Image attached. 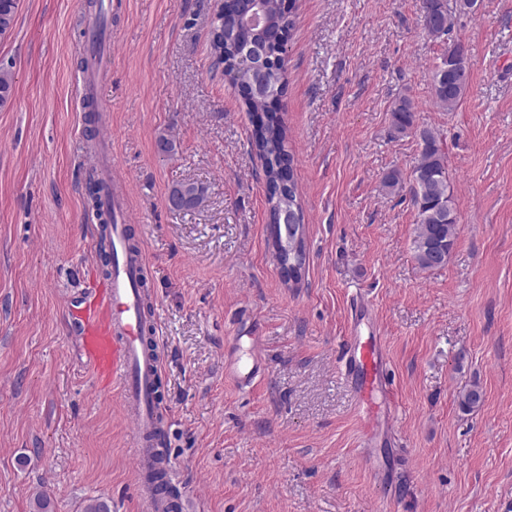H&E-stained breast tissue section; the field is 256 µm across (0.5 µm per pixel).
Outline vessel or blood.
I'll list each match as a JSON object with an SVG mask.
<instances>
[{
    "instance_id": "vessel-or-blood-1",
    "label": "vessel or blood",
    "mask_w": 512,
    "mask_h": 512,
    "mask_svg": "<svg viewBox=\"0 0 512 512\" xmlns=\"http://www.w3.org/2000/svg\"><path fill=\"white\" fill-rule=\"evenodd\" d=\"M98 143L100 148L91 155L90 170L110 221L98 225L97 230L106 236L112 258L97 288L73 304L71 313L90 374L100 384L117 391L122 413L131 423L135 481L144 512H168L169 500L157 489L159 481H171L172 471L169 465L158 461L164 434L157 421L153 387L162 359L153 353L160 338L155 309L143 285L147 258L143 247L131 246L128 240L130 202L112 164V140L107 130H100ZM363 310L360 302L351 308L343 338V372L355 390L362 418L368 423L381 407L393 406L394 392L384 380L386 361L381 338L362 331ZM256 346L257 340L252 336H239L233 341V355L224 374L239 386H252L262 376Z\"/></svg>"
}]
</instances>
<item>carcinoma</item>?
<instances>
[{
    "label": "carcinoma",
    "instance_id": "1",
    "mask_svg": "<svg viewBox=\"0 0 512 512\" xmlns=\"http://www.w3.org/2000/svg\"><path fill=\"white\" fill-rule=\"evenodd\" d=\"M477 0H422V26L428 36L445 45L440 62L432 72V90L436 104L448 112L455 111L466 91L469 72L464 43L451 37L456 15L472 11ZM263 8L269 28L289 32L294 21L283 0H264ZM222 57L224 76L250 113L263 111L264 121L254 126L251 145L264 164L266 198L270 223L278 225V240L282 251H288V233L293 224L304 223L302 208L296 206L297 185L294 180L293 156L288 151L285 127L280 116L267 108V102L285 94L286 43L272 40L267 31H248L229 26L224 28L223 43L214 46ZM14 95V77L0 67V108L8 106ZM392 130L397 135L416 131L420 151L410 172L409 180L394 169L383 179L384 188L396 193L409 188L410 201L416 211L413 248L419 265L435 268V256L447 257L458 237V224L453 206V186L448 173V161L443 140L430 129H415L413 101L403 96L390 109ZM180 195L186 198L184 210H192L205 199V188L196 183H178L169 190L167 200ZM459 405L468 411L482 401L480 388L473 384L460 391Z\"/></svg>",
    "mask_w": 512,
    "mask_h": 512
}]
</instances>
